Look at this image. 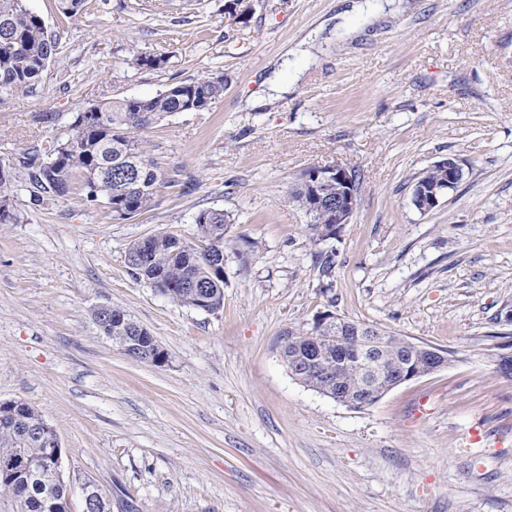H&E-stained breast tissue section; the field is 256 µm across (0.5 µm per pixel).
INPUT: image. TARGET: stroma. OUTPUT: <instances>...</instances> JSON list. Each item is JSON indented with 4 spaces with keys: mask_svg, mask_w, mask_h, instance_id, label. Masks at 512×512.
<instances>
[{
    "mask_svg": "<svg viewBox=\"0 0 512 512\" xmlns=\"http://www.w3.org/2000/svg\"><path fill=\"white\" fill-rule=\"evenodd\" d=\"M58 0L26 6L60 40L35 91L0 94V161L46 153L73 113L199 75L224 95L141 131L162 173L131 220L14 185L0 224V402L55 429L70 512L91 480L137 512H512V0ZM147 52L160 69L135 66ZM464 176L428 213L420 173ZM360 177L323 293L307 216L289 199L312 166ZM220 209L224 305H175L132 278L129 245L192 239ZM337 314L450 351L447 368L351 409L289 373L291 330ZM123 308L166 351L131 360L92 312Z\"/></svg>",
    "mask_w": 512,
    "mask_h": 512,
    "instance_id": "1",
    "label": "stroma"
}]
</instances>
